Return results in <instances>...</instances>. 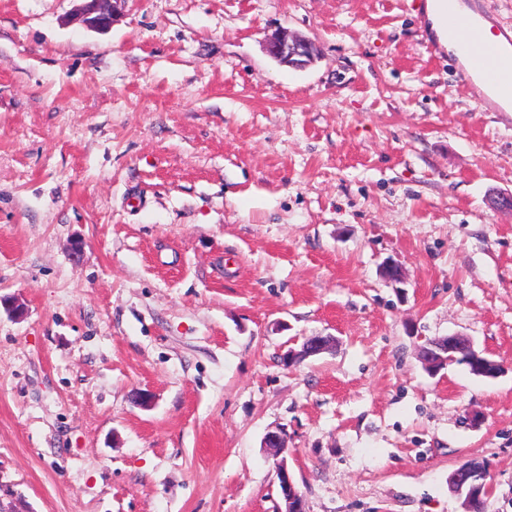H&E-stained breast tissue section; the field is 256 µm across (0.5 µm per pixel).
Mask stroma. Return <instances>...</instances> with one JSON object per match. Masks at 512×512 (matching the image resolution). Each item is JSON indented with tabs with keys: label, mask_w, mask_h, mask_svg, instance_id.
<instances>
[{
	"label": "stroma",
	"mask_w": 512,
	"mask_h": 512,
	"mask_svg": "<svg viewBox=\"0 0 512 512\" xmlns=\"http://www.w3.org/2000/svg\"><path fill=\"white\" fill-rule=\"evenodd\" d=\"M422 2L0 0V500L278 512L279 431L307 512H465L471 458L512 512V112ZM452 334L506 373L429 375ZM77 16L88 28L104 31L109 29L118 15V5L125 0H79ZM268 53L279 63L294 69L307 68L320 57L319 49L309 38L288 29L276 31L267 41ZM456 338L463 339L461 335L448 336L447 344L444 343H425L420 346L418 356L422 361L424 368L427 372L436 375L444 368H447L451 361L457 358L459 352V345ZM331 339L328 336H312L304 341L300 351L289 350L283 358L284 362L293 363L311 356L320 355L329 350Z\"/></svg>",
	"instance_id": "35a3bbf8"
}]
</instances>
